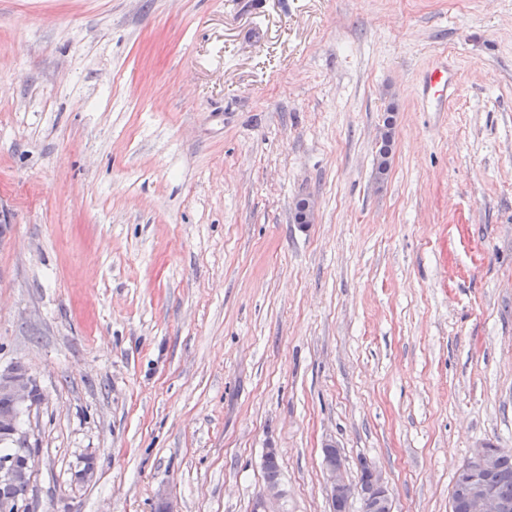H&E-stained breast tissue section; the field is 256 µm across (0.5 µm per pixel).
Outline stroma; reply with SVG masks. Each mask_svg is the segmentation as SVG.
I'll use <instances>...</instances> for the list:
<instances>
[{"instance_id":"1","label":"stroma","mask_w":512,"mask_h":512,"mask_svg":"<svg viewBox=\"0 0 512 512\" xmlns=\"http://www.w3.org/2000/svg\"><path fill=\"white\" fill-rule=\"evenodd\" d=\"M0 224L31 512H252L269 448L331 512L329 444L449 512L512 448V0H0Z\"/></svg>"}]
</instances>
